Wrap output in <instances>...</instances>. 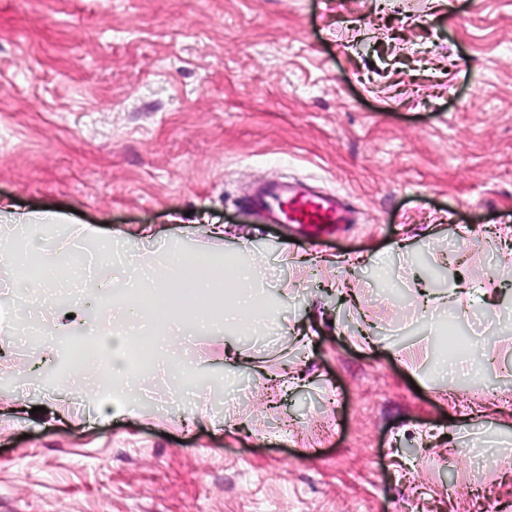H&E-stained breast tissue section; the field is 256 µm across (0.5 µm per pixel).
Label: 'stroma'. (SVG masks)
Returning a JSON list of instances; mask_svg holds the SVG:
<instances>
[{"mask_svg": "<svg viewBox=\"0 0 512 512\" xmlns=\"http://www.w3.org/2000/svg\"><path fill=\"white\" fill-rule=\"evenodd\" d=\"M276 178L354 223L280 264L243 203ZM3 199L249 253L286 322L174 337L116 417L1 269L0 512H512V0H0ZM446 330L481 377L437 374Z\"/></svg>", "mask_w": 512, "mask_h": 512, "instance_id": "1", "label": "stroma"}]
</instances>
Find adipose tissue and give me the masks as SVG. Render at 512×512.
I'll return each mask as SVG.
<instances>
[{
    "label": "adipose tissue",
    "instance_id": "adipose-tissue-1",
    "mask_svg": "<svg viewBox=\"0 0 512 512\" xmlns=\"http://www.w3.org/2000/svg\"><path fill=\"white\" fill-rule=\"evenodd\" d=\"M61 221V216L55 213H23L11 204L1 202L0 222L20 227L30 241L24 249L1 243L0 268L17 267L25 261L29 252L40 253L46 273L26 283V299L62 335L84 329L86 293L111 284L112 302L123 308L127 325L112 330L96 327L92 333L112 352L110 382H122L127 394H135L139 388L138 379L128 373L127 349L140 337L152 339V355L158 358L175 331L208 329L221 324L227 327L245 326L256 333L269 331L279 324L278 319L261 303L258 290L262 271L257 262L236 265L233 277L236 297L233 302L210 305L206 298L221 279V269L197 257L193 258L191 266H184L178 252L173 250L142 255L137 268L128 277L113 282L107 281V271L103 268L87 278L73 268L59 267L58 257L67 254L73 242L100 244L104 254L108 255L113 248L131 244L149 234L145 228L133 232H111L97 224H73L65 239L43 241L33 237V228ZM136 293L150 296V303L141 305L134 302L132 296Z\"/></svg>",
    "mask_w": 512,
    "mask_h": 512
}]
</instances>
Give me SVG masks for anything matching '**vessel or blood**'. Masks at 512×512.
Returning <instances> with one entry per match:
<instances>
[{"mask_svg":"<svg viewBox=\"0 0 512 512\" xmlns=\"http://www.w3.org/2000/svg\"><path fill=\"white\" fill-rule=\"evenodd\" d=\"M255 203L278 223L295 225L304 239L323 238L351 221L350 209L336 195L280 180L267 183Z\"/></svg>","mask_w":512,"mask_h":512,"instance_id":"vessel-or-blood-1","label":"vessel or blood"}]
</instances>
